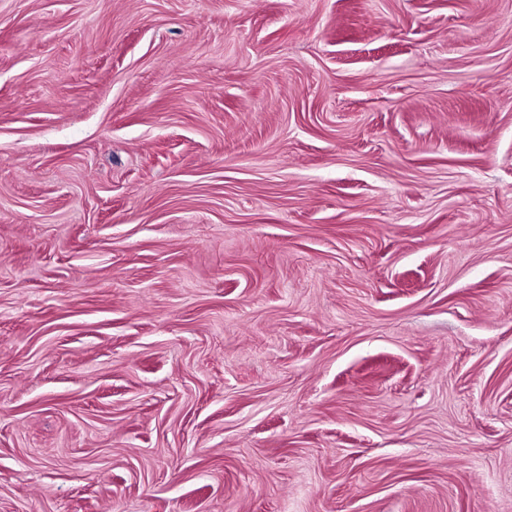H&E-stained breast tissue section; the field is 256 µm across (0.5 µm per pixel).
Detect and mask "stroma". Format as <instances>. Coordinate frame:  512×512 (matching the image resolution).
I'll return each instance as SVG.
<instances>
[{
    "label": "stroma",
    "instance_id": "obj_1",
    "mask_svg": "<svg viewBox=\"0 0 512 512\" xmlns=\"http://www.w3.org/2000/svg\"><path fill=\"white\" fill-rule=\"evenodd\" d=\"M0 512H512V0H0Z\"/></svg>",
    "mask_w": 512,
    "mask_h": 512
}]
</instances>
